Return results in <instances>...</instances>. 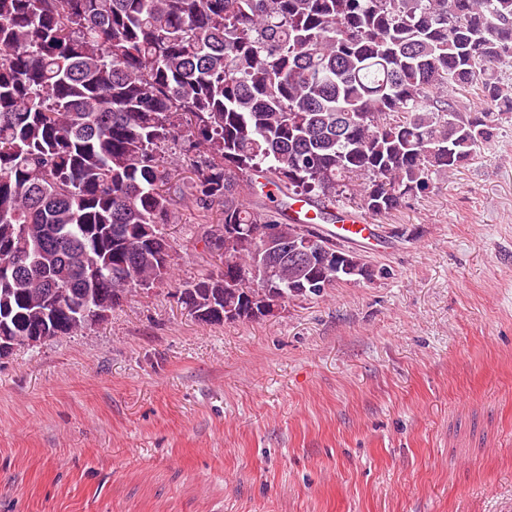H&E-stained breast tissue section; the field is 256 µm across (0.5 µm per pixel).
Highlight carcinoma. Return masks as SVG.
<instances>
[{
    "instance_id": "1",
    "label": "carcinoma",
    "mask_w": 512,
    "mask_h": 512,
    "mask_svg": "<svg viewBox=\"0 0 512 512\" xmlns=\"http://www.w3.org/2000/svg\"><path fill=\"white\" fill-rule=\"evenodd\" d=\"M511 63L512 0H0V333L73 336L164 286L200 323L257 321L363 281L290 202L399 210L512 118ZM177 149L180 197L224 224L204 239L224 270L184 282ZM262 224L316 246L268 253Z\"/></svg>"
}]
</instances>
